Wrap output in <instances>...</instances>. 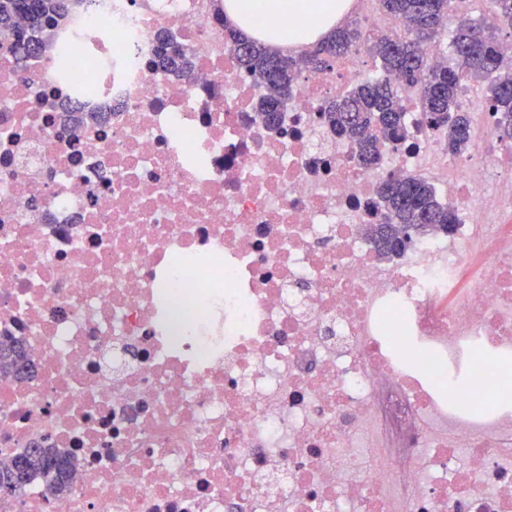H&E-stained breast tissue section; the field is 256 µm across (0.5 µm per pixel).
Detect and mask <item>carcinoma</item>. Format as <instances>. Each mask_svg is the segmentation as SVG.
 <instances>
[{"mask_svg":"<svg viewBox=\"0 0 512 512\" xmlns=\"http://www.w3.org/2000/svg\"><path fill=\"white\" fill-rule=\"evenodd\" d=\"M454 0H379L382 10L400 18L407 34L387 36L370 33L360 25L341 22L330 35L314 44L305 45L298 56L289 51L274 50L257 39H245L234 28L224 25V44L237 55L239 64L255 76L267 90L261 98V116L270 124L294 90L298 62L313 70L328 67L337 57L346 55L360 45L380 59L381 68L394 72L403 80L402 89L421 87V119L429 126L447 132L448 153L460 155L469 149L472 123L460 104L461 87L456 68L473 77L495 75L488 88V101L496 118L495 125L503 140H512V60L501 52L495 36V24L458 18L451 33L450 45L457 67L444 65L430 68L423 47L436 40L453 15ZM68 5L62 0H0V48L6 47L24 59L42 50L53 29L65 18ZM157 64L166 70L184 71L189 64L187 50L170 38H160L154 49ZM399 88L382 80H367L347 95L326 103L323 116L334 134L351 139L359 145L360 162L366 169H375L379 154L365 138L368 129L377 128L383 137L395 144L406 139L407 118L401 105ZM379 206L386 222L371 224L367 233L380 251H395L396 229L406 227L411 238L432 233H448L455 218L448 204L440 199L436 186L420 176L387 179L379 186ZM0 376L20 379L13 371L17 364L32 370L22 342L0 338ZM22 457L28 462L24 472L10 479L11 495L23 491L39 480L52 494L68 488L70 459L46 446L27 450Z\"/></svg>","mask_w":512,"mask_h":512,"instance_id":"obj_1","label":"carcinoma"}]
</instances>
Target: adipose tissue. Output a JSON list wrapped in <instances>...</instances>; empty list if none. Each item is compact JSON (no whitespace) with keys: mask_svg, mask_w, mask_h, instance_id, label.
Here are the masks:
<instances>
[{"mask_svg":"<svg viewBox=\"0 0 512 512\" xmlns=\"http://www.w3.org/2000/svg\"><path fill=\"white\" fill-rule=\"evenodd\" d=\"M345 9L344 0H224L228 23L242 36L279 42L282 23L292 18L301 42L329 33Z\"/></svg>","mask_w":512,"mask_h":512,"instance_id":"obj_1","label":"adipose tissue"}]
</instances>
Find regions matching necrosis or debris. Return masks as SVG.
<instances>
[{"mask_svg": "<svg viewBox=\"0 0 512 512\" xmlns=\"http://www.w3.org/2000/svg\"><path fill=\"white\" fill-rule=\"evenodd\" d=\"M218 0L75 6L18 77L0 51V467L48 443L70 490L0 512H512V407L472 412L474 351L512 352V145L409 137L368 170L323 126L372 76L301 69L276 125L224 45ZM189 46L176 76L160 32ZM106 111L77 126L62 104ZM436 182L451 234L381 255L382 178ZM1 346H3V353H1ZM16 364L25 365L26 373H14L13 367ZM32 367L33 365L22 342L9 337L0 338V376L20 379L27 376Z\"/></svg>", "mask_w": 512, "mask_h": 512, "instance_id": "obj_1", "label": "necrosis or debris"}]
</instances>
